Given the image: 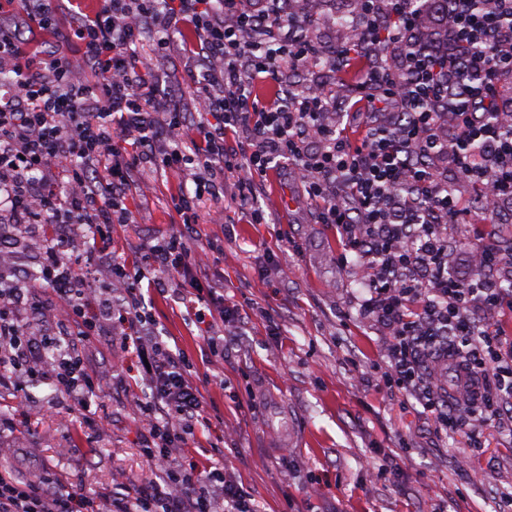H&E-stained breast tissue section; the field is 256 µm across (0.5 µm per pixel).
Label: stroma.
<instances>
[{"label":"stroma","mask_w":512,"mask_h":512,"mask_svg":"<svg viewBox=\"0 0 512 512\" xmlns=\"http://www.w3.org/2000/svg\"><path fill=\"white\" fill-rule=\"evenodd\" d=\"M0 25L37 51L81 64L75 41L31 26L20 6L5 9ZM156 42L154 32H141L137 50L164 74L167 105L201 121L192 64L180 44L161 56ZM133 178L145 192L131 202L132 224L112 233L118 256L128 243L154 244L180 227L170 202L178 176L140 166ZM224 179L222 198L196 203L192 244L196 251L212 238L224 245L211 273L224 282L225 308L239 315L225 324L223 358L214 357L205 324L186 320L184 304L152 298L159 331L187 353L204 395L194 445L177 451L178 461L222 463L260 512H503V497L512 493V422L436 434L414 398L380 381L384 338L354 302L363 270L341 263L335 225L320 223L293 168L257 181L263 224L242 214L235 174ZM42 236L34 224L0 239L20 275L38 271ZM271 319L278 334L267 326ZM78 348L100 378L141 377L135 358L111 337ZM140 395L137 387L99 390L88 425L49 384L30 387L21 407L12 387L0 388V470L29 482L51 465L106 500L129 487L153 493L157 484L141 453Z\"/></svg>","instance_id":"35a3bbf8"}]
</instances>
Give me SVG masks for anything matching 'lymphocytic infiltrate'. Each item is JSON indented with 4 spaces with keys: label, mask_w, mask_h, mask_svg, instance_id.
<instances>
[{
    "label": "lymphocytic infiltrate",
    "mask_w": 512,
    "mask_h": 512,
    "mask_svg": "<svg viewBox=\"0 0 512 512\" xmlns=\"http://www.w3.org/2000/svg\"><path fill=\"white\" fill-rule=\"evenodd\" d=\"M101 0L94 12L72 11L68 38L80 46L84 79L61 55L29 50L0 28V221L47 230L41 270L22 288L0 285V386L25 391L43 381L90 411L96 375L69 342L120 326L121 345L147 360L138 402L146 429L143 454L165 487L104 500L48 471L22 483L0 473V512H258L223 468L183 467L174 456L195 436L202 393L184 352L154 329L146 294L192 291L212 351L223 355L224 284L207 278L208 257L189 246L199 216L194 202L224 194L237 175L239 207L252 223L265 215L257 178L293 166L321 223L335 225L345 251L366 273L363 319L385 338L381 378L413 396L442 434L468 421L498 422L512 408V336L493 313L512 312V249L464 243L474 270L462 278L450 259L448 227L479 210L486 224L512 222V0H359L360 36L339 54L322 55L310 36L313 12L299 0ZM181 38L205 63L198 103L205 114L184 134L179 112L158 109L159 77L134 44L142 29ZM382 58L383 69L372 68ZM370 64L384 79V99L356 83L349 103L361 112L354 140L336 110V95L318 70ZM303 83L282 86L285 71ZM275 85L266 100L254 86ZM179 136L158 144L161 132ZM236 149H229V142ZM176 172L184 183L172 203L181 229L138 248L152 260L146 284H127L124 260L102 265L112 227L132 221L135 167ZM44 291L66 310L56 330H35ZM469 376L462 415L435 389L448 361Z\"/></svg>",
    "instance_id": "obj_1"
}]
</instances>
